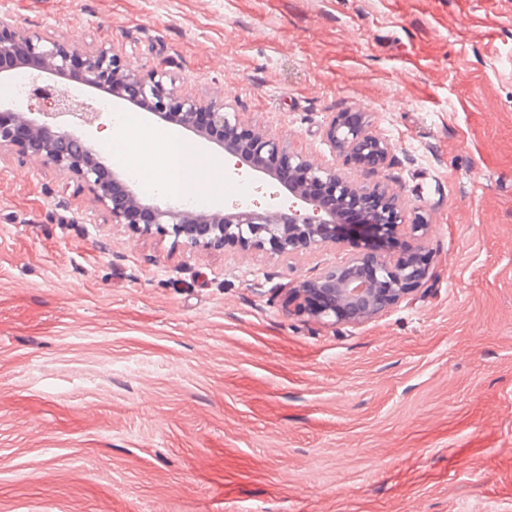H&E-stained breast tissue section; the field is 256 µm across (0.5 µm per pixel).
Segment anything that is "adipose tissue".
<instances>
[{
	"label": "adipose tissue",
	"instance_id": "obj_1",
	"mask_svg": "<svg viewBox=\"0 0 512 512\" xmlns=\"http://www.w3.org/2000/svg\"><path fill=\"white\" fill-rule=\"evenodd\" d=\"M106 146L119 152L132 167L141 169L149 185L171 192L184 188L180 162H187L197 177L208 166L204 155L183 141L177 133L146 126L136 116L126 123L113 125Z\"/></svg>",
	"mask_w": 512,
	"mask_h": 512
}]
</instances>
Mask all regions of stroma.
Returning a JSON list of instances; mask_svg holds the SVG:
<instances>
[{"mask_svg": "<svg viewBox=\"0 0 512 512\" xmlns=\"http://www.w3.org/2000/svg\"><path fill=\"white\" fill-rule=\"evenodd\" d=\"M315 163L384 138L433 277L358 324L290 288L356 241L192 251L0 150V512H512V0H0ZM226 209L285 207L240 164ZM323 137L336 157L353 162L371 173L383 168L389 145L361 124H351L334 116L324 126Z\"/></svg>", "mask_w": 512, "mask_h": 512, "instance_id": "1", "label": "stroma"}]
</instances>
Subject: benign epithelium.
Listing matches in <instances>:
<instances>
[{
  "label": "benign epithelium",
  "instance_id": "obj_1",
  "mask_svg": "<svg viewBox=\"0 0 512 512\" xmlns=\"http://www.w3.org/2000/svg\"><path fill=\"white\" fill-rule=\"evenodd\" d=\"M19 47L25 50L32 64L33 94L45 95L52 111L41 113V118L36 120L24 113L20 101L0 98V114L14 116L11 123L0 121V149L31 153L60 173L77 176L99 200L110 205L112 223L137 225L136 215L144 211L148 220L142 230L182 237L190 250L262 248L268 244L280 253L292 255L337 243L343 236L359 237L365 251L289 289L287 303L297 312L332 325L371 320L402 302L413 288L429 279L430 263L420 244L408 245L404 256L395 255L389 246L370 251L375 239L387 241L398 236L414 239L426 229L423 223H407L397 194L382 190L380 184L354 183L342 176L336 165H316L286 151L278 139L251 129L246 130L247 139L239 140L235 131L243 125L238 115L224 111L223 99L216 97L202 105L191 98L179 97L168 87L164 73L157 69L133 71L105 46L88 54L77 46L66 47L19 28L11 18L1 15L0 57L12 54ZM77 65L81 85L99 90L110 82L113 95L124 100L126 96L119 86L128 83L144 111L196 132L225 154L247 161L259 171L275 176L280 164L288 163L297 173L296 181L288 186L289 193L304 206L286 212L248 207L224 214L200 212L181 201L143 197L119 169L112 170V182L123 187L125 198L119 205L110 204L102 179V172L109 164L86 135L100 113L89 111L65 88L37 85L44 75H59ZM323 137L332 152L343 160L371 173L383 168L389 145L364 126L335 116L324 126ZM317 186L329 188L343 209L362 207L373 194L384 195L385 204L364 211V223L350 225L341 234L333 229L336 213L323 206L315 193Z\"/></svg>",
  "mask_w": 512,
  "mask_h": 512
}]
</instances>
